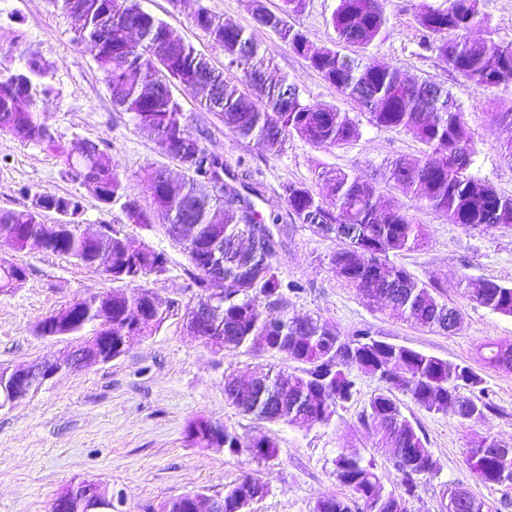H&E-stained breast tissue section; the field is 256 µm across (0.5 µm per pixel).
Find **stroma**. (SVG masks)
Listing matches in <instances>:
<instances>
[{
    "instance_id": "stroma-1",
    "label": "stroma",
    "mask_w": 512,
    "mask_h": 512,
    "mask_svg": "<svg viewBox=\"0 0 512 512\" xmlns=\"http://www.w3.org/2000/svg\"><path fill=\"white\" fill-rule=\"evenodd\" d=\"M418 2L386 0L385 41L364 51L352 46L348 52L370 64L389 65L409 80L447 88L461 104L474 137L471 174L512 196V160L501 150L512 129L494 121L496 115L512 112V87L478 90L425 49ZM140 3L175 38L193 45L218 68L225 64L224 53L194 24V12L203 8L242 28L271 57L274 76L286 77L307 102L337 108L358 122L360 136L348 143L316 147L293 137L275 155L258 139L228 131L215 115L200 110L188 93L177 94L190 130L204 131L205 146L223 159L226 168L247 163L261 184L258 209L280 214L281 245L275 263L282 280L300 288L287 296L288 315L319 318L344 336L368 329L388 342L470 366L481 376L494 410L485 420L465 426L451 414L425 411L407 395H399L403 414L424 435L437 462L436 472L424 476L410 498L409 512H444V491L451 485L489 502L494 512H512V488L483 483L464 462L466 450L484 437L512 445V371L482 358L485 344L512 343V317L473 302L466 289L470 279L512 284V227L480 231L449 223L411 190L389 182L390 163L420 154L422 144L406 131L371 125L350 99L294 54L277 33L256 22V4L275 13L281 0ZM337 4L338 0H306L302 13L289 22L303 30L314 46L332 45L336 32L329 19ZM478 8L471 38L512 43V0H479ZM16 40L38 47L51 66L37 108L66 143H106L123 180L146 206L151 203L146 191L151 173L163 169L171 179H182L181 166L159 152L153 137L136 126L131 114L114 107L94 48L78 38L57 0H0V63L15 69L23 65L10 54ZM332 169L372 179L383 205L401 207L414 223L424 225L426 244L393 254L392 259L417 280L436 286L441 300L460 309L462 322L455 332L412 326L389 308L364 300L329 267L337 241L309 225L293 223L284 187L304 184L327 195L328 188L317 174ZM36 192L79 197L83 228L93 232L112 226L131 246L145 245L164 253L166 272L149 276L143 285L175 300L177 307L158 331L124 355L62 374L27 400L0 409V512H49L64 487L83 479L109 488L112 512H158L161 504L188 492L223 494L246 473L269 486L268 495L253 504L252 512H310L316 498L348 496L335 474V459L346 449L357 450L363 462L373 464L384 488L394 489L397 474L392 455L378 447L373 430L361 420L379 387L376 378L353 371L355 393L337 406L327 425L298 429L243 414L225 399V376L249 380L271 367L291 372L295 362L283 353L271 356L246 348L216 353L191 336L185 317L197 303L199 291L186 273L185 253L164 229L127 223L119 206L102 208L73 180L62 160L0 133V209H24ZM1 259L25 267L27 279L11 293L0 294V370L56 359L72 347V339L36 335L37 323L60 307L113 288L112 280L98 272L36 249L16 250L0 239ZM200 414L242 441L262 437L275 441L277 457L258 462L244 453L190 446L185 427Z\"/></svg>"
}]
</instances>
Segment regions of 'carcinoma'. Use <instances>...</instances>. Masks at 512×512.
Instances as JSON below:
<instances>
[{"label": "carcinoma", "mask_w": 512, "mask_h": 512, "mask_svg": "<svg viewBox=\"0 0 512 512\" xmlns=\"http://www.w3.org/2000/svg\"><path fill=\"white\" fill-rule=\"evenodd\" d=\"M305 0H282L278 14L262 12L257 22L273 29L311 68L354 101L368 114L369 122L382 128L404 130L424 145L415 157L393 161L388 178L415 189L430 208L445 214L448 222L465 228L489 229L512 226V197L478 182L470 173L474 155L472 132L463 108L452 94L427 82H407L388 66H370L342 52L347 46L368 48L387 34L384 0H339L330 17L336 31L334 48H316L303 31L286 17L302 12ZM68 15L80 9L78 37L91 42L114 106L130 113L137 125L154 136L159 150L184 169L179 184L153 175L146 191L153 208L140 204L128 192L112 156L90 142L78 151L67 147L37 112L41 80L49 64L31 46L13 50L25 67L0 72V132L30 142L63 160L72 178L85 186L105 208L120 205L127 220L146 229L158 216L165 229L188 257V273L199 288L198 303L213 296L214 282L206 265L224 261L223 289L212 305L210 328L216 352L248 347L285 353L298 364L293 372L269 371L262 378L241 383L224 379V394L240 412L258 420L283 423L300 429L330 423L339 404L353 396L356 382L349 371L357 368L378 379L382 386L371 397L363 421L393 450L397 487L386 491L372 467L355 451L340 453L335 460L337 480L351 495L318 498L312 512H407V498L415 496L417 480L436 471L437 463L426 441L403 415L395 393L401 392L429 412L457 415L460 423L486 417L492 404L480 397H466L463 389H476L481 377L467 365L444 360L404 345L379 342L367 329L348 336L308 316L290 317L280 310L283 284L274 258L279 247L273 228L281 217L264 215L253 198L259 196L246 172L226 171L219 182L223 161L191 134L179 89L190 94L200 109L216 115L229 131L241 137H257L268 151L281 153L288 138L297 136L314 146H336L359 137L358 124L336 108L306 102L299 89L281 80L267 82L269 59L240 28L224 24L199 9L195 25L224 51L228 64L216 69L206 55L192 45L170 37L169 29L140 7L138 0H62ZM478 18L477 0H451L435 8L420 0L418 21L428 46L448 67L481 91L512 85V44L492 40L472 41L470 28ZM452 33L447 40L443 35ZM331 199L326 201L304 184L284 187L289 213L299 224H310L324 236L345 246L331 253L329 265L356 288L363 298L384 301L401 318L417 327L448 331V318L460 309L437 298L432 289L389 260V254L424 246V225L415 224L397 207L379 213L377 189L363 175L323 170ZM82 206L76 197L52 194L34 209L0 210V236L15 239V248L40 250L91 269V249L112 257V281L136 283L166 271L164 254L149 247L130 248L121 232H102L94 244L85 241L77 218ZM57 215L70 225L56 238L47 232L45 214ZM27 279L25 268L0 263V293L17 288ZM469 297L490 311L512 316V285L491 281L470 284ZM175 301L160 298L146 288L128 291L114 288L61 307L39 321L55 322L62 336H80L88 325L103 318L100 335L112 358L125 354L136 337L156 332ZM487 362L512 370V345L491 350ZM209 419L198 416L186 427L185 439L197 448L243 451L256 460L277 456L270 439L242 443L237 434L222 428L223 441L208 431ZM466 464L485 483L512 485V448L495 438L466 450ZM269 487L246 475L225 490L223 501L213 502L211 512H239L265 497ZM446 512H492V506L459 486L446 489ZM206 499L202 491L183 494L161 505L160 512H200Z\"/></svg>", "instance_id": "cac0c4a2"}]
</instances>
